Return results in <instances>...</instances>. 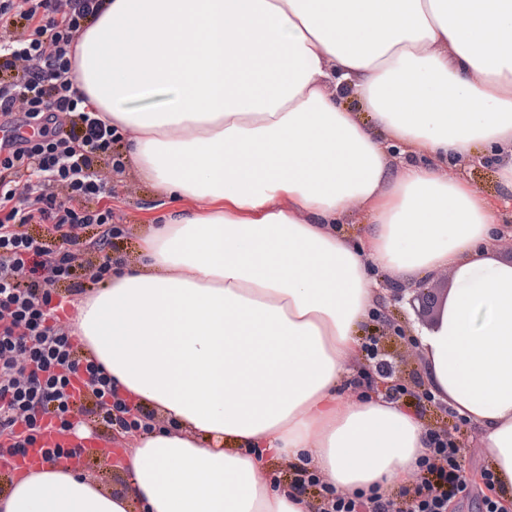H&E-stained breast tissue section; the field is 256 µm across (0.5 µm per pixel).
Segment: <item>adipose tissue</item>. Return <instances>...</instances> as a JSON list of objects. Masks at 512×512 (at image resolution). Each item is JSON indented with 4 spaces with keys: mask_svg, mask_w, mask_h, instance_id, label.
I'll use <instances>...</instances> for the list:
<instances>
[{
    "mask_svg": "<svg viewBox=\"0 0 512 512\" xmlns=\"http://www.w3.org/2000/svg\"><path fill=\"white\" fill-rule=\"evenodd\" d=\"M74 53V88L136 131L129 164L168 212L72 333L164 423L127 449L126 490L44 460L0 512H317L276 459L340 493L409 486L420 419L340 392L373 267L407 287L450 272L422 333L433 390L512 491V259L498 210L446 173L487 146L512 188V0H110Z\"/></svg>",
    "mask_w": 512,
    "mask_h": 512,
    "instance_id": "ef3b65f1",
    "label": "adipose tissue"
}]
</instances>
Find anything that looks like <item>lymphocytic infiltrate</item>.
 I'll use <instances>...</instances> for the list:
<instances>
[{
    "label": "lymphocytic infiltrate",
    "instance_id": "1",
    "mask_svg": "<svg viewBox=\"0 0 512 512\" xmlns=\"http://www.w3.org/2000/svg\"><path fill=\"white\" fill-rule=\"evenodd\" d=\"M103 10L104 0H0V127L11 132L0 140V459L25 455L45 424L69 431L86 400L108 429L152 427L151 414L123 416L111 377L59 327L69 296L54 291L67 282L69 295H81L111 276L112 240L123 233L107 204L112 187L98 174L103 163L124 171L120 133L85 106L71 79L72 46ZM25 224L50 225L52 241L21 233ZM92 224L103 229L102 257L83 283L80 232ZM418 468L423 480L396 501L339 495L303 466L292 486L319 489V512H449L467 480L455 434L430 432Z\"/></svg>",
    "mask_w": 512,
    "mask_h": 512
}]
</instances>
